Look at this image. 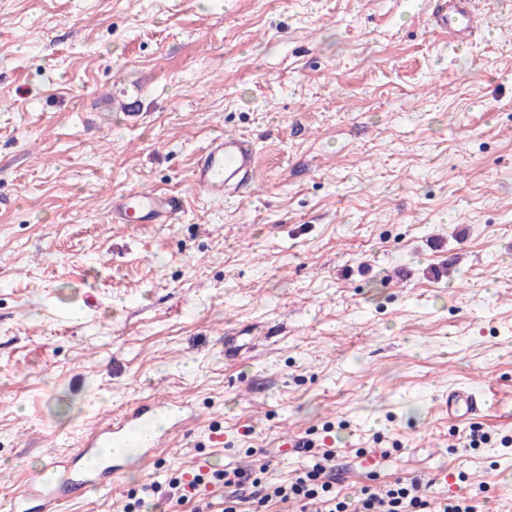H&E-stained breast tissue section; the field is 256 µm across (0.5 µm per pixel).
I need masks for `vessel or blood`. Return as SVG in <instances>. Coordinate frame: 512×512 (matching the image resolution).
<instances>
[{
  "instance_id": "1",
  "label": "vessel or blood",
  "mask_w": 512,
  "mask_h": 512,
  "mask_svg": "<svg viewBox=\"0 0 512 512\" xmlns=\"http://www.w3.org/2000/svg\"><path fill=\"white\" fill-rule=\"evenodd\" d=\"M476 0H431L426 19L430 31L450 36L460 43L470 42L478 28ZM253 143L243 137L227 135L213 139L205 148L195 172V183L212 199L230 193H244L250 187L255 161ZM184 201L175 193L162 191L123 195L112 202V218L119 223L169 224L182 212ZM489 393L474 388L449 391L442 402L449 417L459 420L485 412ZM168 416L172 427H180L184 413L156 401L150 406L130 411L118 421L100 424L91 432L73 459L48 456L41 469L25 484L12 512H30L31 502H38L42 512L54 508L71 496L111 484L121 473L119 465L125 451H132L141 462L148 461L153 448L159 447L165 433L151 430L157 415ZM105 448L114 449V457L102 456Z\"/></svg>"
}]
</instances>
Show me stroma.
Segmentation results:
<instances>
[{
    "label": "stroma",
    "instance_id": "35a3bbf8",
    "mask_svg": "<svg viewBox=\"0 0 512 512\" xmlns=\"http://www.w3.org/2000/svg\"><path fill=\"white\" fill-rule=\"evenodd\" d=\"M427 9L0 0V512L161 396L189 424L60 512L198 466L286 481L312 462L287 430L335 450L348 497L400 479L512 512V0L460 46ZM225 133L256 146L251 197L194 184ZM153 189L176 222H113ZM467 387L495 406L465 424L441 402Z\"/></svg>",
    "mask_w": 512,
    "mask_h": 512
}]
</instances>
